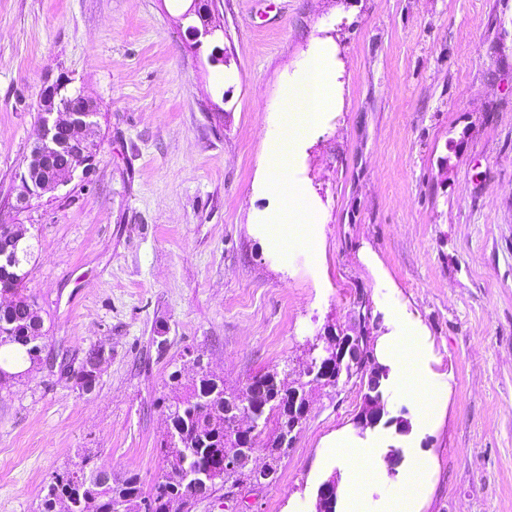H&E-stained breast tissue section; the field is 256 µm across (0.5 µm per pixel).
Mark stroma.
Here are the masks:
<instances>
[{
	"label": "stroma",
	"mask_w": 512,
	"mask_h": 512,
	"mask_svg": "<svg viewBox=\"0 0 512 512\" xmlns=\"http://www.w3.org/2000/svg\"><path fill=\"white\" fill-rule=\"evenodd\" d=\"M190 5L0 0V224L33 242L23 292L67 367L0 390V512H39L83 455L152 486L167 375L191 383L198 358L228 389L303 385L309 412L272 485L192 512H315L357 454L366 512L408 486L421 512H512V0H215L199 47ZM318 52L336 103L286 156L312 226L284 253L268 146ZM61 76L95 103L94 161L14 209ZM332 333L426 337L431 394L386 378L390 424L359 428L361 378L306 373ZM93 347L86 393L71 373Z\"/></svg>",
	"instance_id": "35a3bbf8"
}]
</instances>
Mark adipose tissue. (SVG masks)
<instances>
[{"mask_svg": "<svg viewBox=\"0 0 512 512\" xmlns=\"http://www.w3.org/2000/svg\"><path fill=\"white\" fill-rule=\"evenodd\" d=\"M335 95L334 74L328 62L316 55L310 59L297 83L289 86L283 99L281 133L270 145L271 164L268 169L271 185L283 195V206L265 217L267 223L283 225L284 230L278 235L282 248H290L295 240L293 225L298 221L299 208L297 192L291 188L286 177L283 157L306 124L333 104ZM423 351L424 344L420 337L402 336L387 343L383 363L397 377L410 380L427 391L431 388L430 379L419 368Z\"/></svg>", "mask_w": 512, "mask_h": 512, "instance_id": "obj_1", "label": "adipose tissue"}]
</instances>
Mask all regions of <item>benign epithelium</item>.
I'll return each mask as SVG.
<instances>
[{"label": "benign epithelium", "mask_w": 512, "mask_h": 512, "mask_svg": "<svg viewBox=\"0 0 512 512\" xmlns=\"http://www.w3.org/2000/svg\"><path fill=\"white\" fill-rule=\"evenodd\" d=\"M193 9L186 12V16H199L203 19L201 26L191 29L190 38L194 44L200 46L203 42L214 36L217 27L210 21L212 12L207 0H192ZM71 81H56L43 87L39 97L38 112H40L39 130L36 141L26 160L25 170L20 174L19 192L16 197L15 208L27 204L34 197H41L46 193H53L70 182L78 171H87L93 161L94 145L90 143L89 135L92 122L85 116L87 112L95 111V104L82 89H68ZM64 151L71 153L70 165L53 178L41 179L34 175L36 169L43 166L47 159ZM328 356L312 368L316 378L326 383L335 380V376L342 374L352 364L359 363L360 353L347 343L341 346L327 340ZM251 392H245L240 412L229 436V451L224 455V468L228 470L254 473L257 483L271 478L272 473L265 468L252 465L253 458L243 456L239 448L250 444L259 423L249 412ZM380 421L377 412L376 400L365 401L360 426L364 429L376 426ZM337 484L329 479L323 482L317 490L315 512H321L325 502L336 499Z\"/></svg>", "instance_id": "1"}]
</instances>
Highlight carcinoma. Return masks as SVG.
I'll return each mask as SVG.
<instances>
[{
  "label": "carcinoma",
  "mask_w": 512,
  "mask_h": 512,
  "mask_svg": "<svg viewBox=\"0 0 512 512\" xmlns=\"http://www.w3.org/2000/svg\"><path fill=\"white\" fill-rule=\"evenodd\" d=\"M0 251L16 255L13 265L0 268V294L11 295L0 301V366L15 380L23 375L21 366L42 363L44 324L37 302L18 292L28 275L24 266L32 255L31 245L15 242L6 225L0 224ZM99 359L98 350H88L79 370L73 373L79 389L96 382L91 366ZM248 381L257 385L253 410L263 427L269 428L264 451L275 468L292 447V430L304 421L301 414L292 412L294 402L306 397L304 385L290 386L271 373L255 374ZM166 386L172 396L164 409L182 447L174 448L169 439L162 440L160 454L170 462V468L161 469L153 486L144 488L139 474L133 471L114 479L112 470L87 456L81 468H67L43 487L41 512H56V504L71 498L93 501L94 512H109L112 497L117 495L128 498L130 512H171L175 503L190 512L199 499L225 486L240 488L246 484L247 475L224 469V441L234 423V417L224 415V399L239 397L244 390L228 392L224 380L206 373L184 386L177 369L169 373Z\"/></svg>",
  "instance_id": "1"
}]
</instances>
